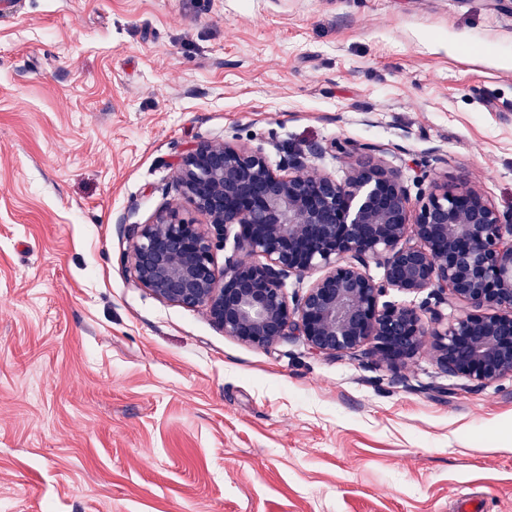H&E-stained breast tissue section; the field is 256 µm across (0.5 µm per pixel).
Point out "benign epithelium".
Segmentation results:
<instances>
[{"label":"benign epithelium","mask_w":512,"mask_h":512,"mask_svg":"<svg viewBox=\"0 0 512 512\" xmlns=\"http://www.w3.org/2000/svg\"><path fill=\"white\" fill-rule=\"evenodd\" d=\"M321 152L309 145L274 168L260 148L197 145L176 180L213 233L167 206L149 224L125 225V267L158 299L200 309L254 347L296 334L319 354L370 344L396 364L430 334L445 372L478 385L512 375V212L465 178L430 182L414 204L402 175L377 161L343 181L308 172L305 159ZM215 237L233 238L237 252L221 271ZM309 272L320 276L288 297L286 280ZM429 288L461 307L430 331L416 309L380 303L390 289Z\"/></svg>","instance_id":"benign-epithelium-1"}]
</instances>
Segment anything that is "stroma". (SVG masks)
Segmentation results:
<instances>
[{
	"label": "stroma",
	"instance_id": "obj_1",
	"mask_svg": "<svg viewBox=\"0 0 512 512\" xmlns=\"http://www.w3.org/2000/svg\"><path fill=\"white\" fill-rule=\"evenodd\" d=\"M512 212V0H0V512H512V375L256 348L121 263L201 142Z\"/></svg>",
	"mask_w": 512,
	"mask_h": 512
}]
</instances>
